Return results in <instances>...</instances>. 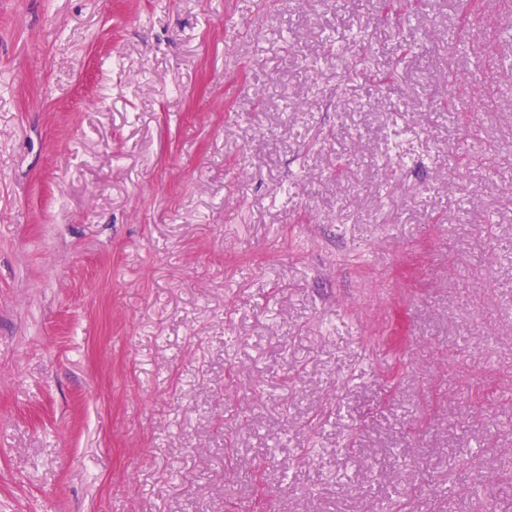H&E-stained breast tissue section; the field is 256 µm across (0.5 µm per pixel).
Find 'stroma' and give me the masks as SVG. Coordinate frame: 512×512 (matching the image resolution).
I'll list each match as a JSON object with an SVG mask.
<instances>
[{
	"label": "stroma",
	"mask_w": 512,
	"mask_h": 512,
	"mask_svg": "<svg viewBox=\"0 0 512 512\" xmlns=\"http://www.w3.org/2000/svg\"><path fill=\"white\" fill-rule=\"evenodd\" d=\"M0 0V512H512V0Z\"/></svg>",
	"instance_id": "35a3bbf8"
}]
</instances>
